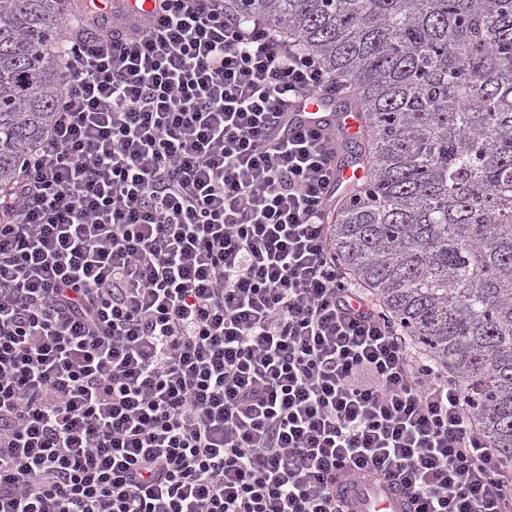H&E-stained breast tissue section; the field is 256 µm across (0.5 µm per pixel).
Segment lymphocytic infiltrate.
Segmentation results:
<instances>
[{
  "instance_id": "obj_1",
  "label": "lymphocytic infiltrate",
  "mask_w": 512,
  "mask_h": 512,
  "mask_svg": "<svg viewBox=\"0 0 512 512\" xmlns=\"http://www.w3.org/2000/svg\"><path fill=\"white\" fill-rule=\"evenodd\" d=\"M52 128L0 202V512H507L512 472L333 254L339 96L239 0L60 40ZM336 491L343 496L345 509L358 512H406L407 495L393 481L375 483L363 481L355 486L346 485L342 479Z\"/></svg>"
}]
</instances>
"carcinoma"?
I'll use <instances>...</instances> for the list:
<instances>
[{
  "label": "carcinoma",
  "instance_id": "carcinoma-1",
  "mask_svg": "<svg viewBox=\"0 0 512 512\" xmlns=\"http://www.w3.org/2000/svg\"><path fill=\"white\" fill-rule=\"evenodd\" d=\"M349 88L367 181L330 219L336 260L458 381L512 466V0H244ZM74 0L0 6V198L49 133Z\"/></svg>",
  "mask_w": 512,
  "mask_h": 512
}]
</instances>
